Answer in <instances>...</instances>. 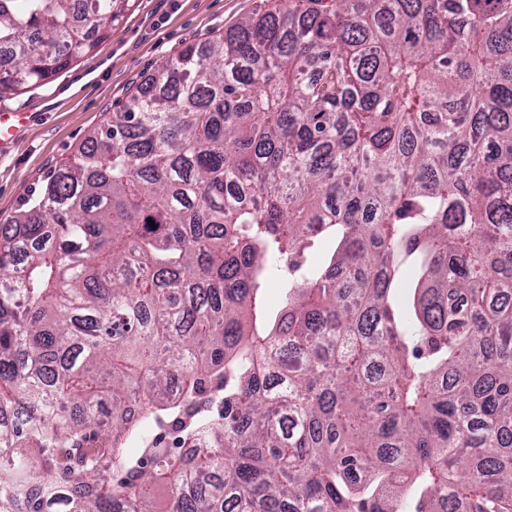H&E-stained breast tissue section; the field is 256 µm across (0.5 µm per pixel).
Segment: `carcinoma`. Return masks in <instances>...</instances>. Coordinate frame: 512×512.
I'll return each instance as SVG.
<instances>
[{
    "mask_svg": "<svg viewBox=\"0 0 512 512\" xmlns=\"http://www.w3.org/2000/svg\"><path fill=\"white\" fill-rule=\"evenodd\" d=\"M132 6L0 0V98ZM0 512H512V0H282L54 167L0 226Z\"/></svg>",
    "mask_w": 512,
    "mask_h": 512,
    "instance_id": "obj_1",
    "label": "carcinoma"
}]
</instances>
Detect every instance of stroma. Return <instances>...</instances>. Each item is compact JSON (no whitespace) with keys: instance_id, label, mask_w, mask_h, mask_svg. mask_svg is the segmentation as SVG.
<instances>
[{"instance_id":"stroma-1","label":"stroma","mask_w":512,"mask_h":512,"mask_svg":"<svg viewBox=\"0 0 512 512\" xmlns=\"http://www.w3.org/2000/svg\"><path fill=\"white\" fill-rule=\"evenodd\" d=\"M259 0H135L109 38L46 83L0 99L26 107L15 145L0 147V225L89 133L121 109L153 74L188 45L224 30Z\"/></svg>"}]
</instances>
